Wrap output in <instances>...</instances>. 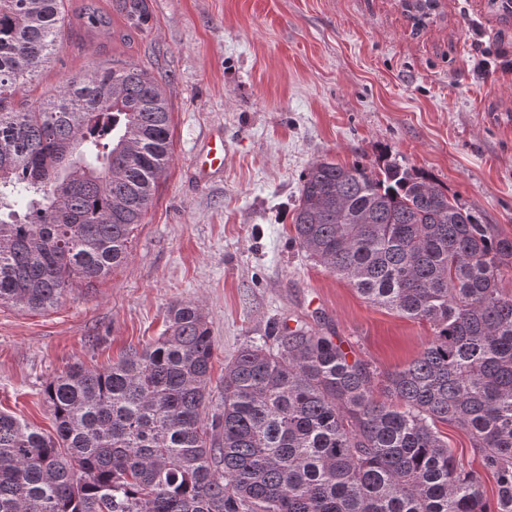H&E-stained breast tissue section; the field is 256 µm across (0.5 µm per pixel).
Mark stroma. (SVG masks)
<instances>
[{"instance_id": "obj_1", "label": "stroma", "mask_w": 512, "mask_h": 512, "mask_svg": "<svg viewBox=\"0 0 512 512\" xmlns=\"http://www.w3.org/2000/svg\"><path fill=\"white\" fill-rule=\"evenodd\" d=\"M131 27L112 0H66L60 51L32 95L115 60L150 72L172 112V158L129 259L77 282L45 311L0 304V410L53 434L45 383L74 362L102 369L164 329L171 302L203 309L214 339L210 389L271 322L340 338L379 370L415 358L428 324L361 298L292 240L300 176L315 160L386 154L429 172L512 236V21L487 0H437L415 28L403 0H147ZM109 17L88 28L85 7ZM223 134V177L192 167ZM458 466L497 484L469 435L442 426Z\"/></svg>"}]
</instances>
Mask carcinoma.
I'll use <instances>...</instances> for the list:
<instances>
[{
	"instance_id": "cac0c4a2",
	"label": "carcinoma",
	"mask_w": 512,
	"mask_h": 512,
	"mask_svg": "<svg viewBox=\"0 0 512 512\" xmlns=\"http://www.w3.org/2000/svg\"><path fill=\"white\" fill-rule=\"evenodd\" d=\"M64 2L0 0V304L29 311L128 260L171 160L167 99L132 64L11 107L58 52ZM115 3L148 24L147 0ZM292 226L367 302L430 326L416 358L383 374L274 322L225 364L209 413L211 329L176 301L142 350L46 383L55 435L0 411V512H512V237L387 155L311 163ZM442 425L469 433L496 501Z\"/></svg>"
}]
</instances>
